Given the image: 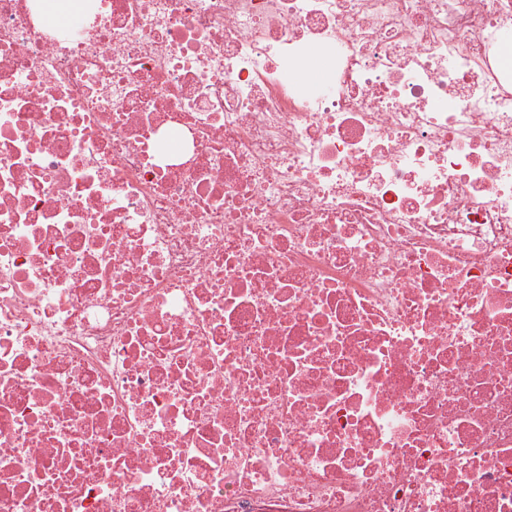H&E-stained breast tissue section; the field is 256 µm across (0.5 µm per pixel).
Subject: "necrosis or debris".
<instances>
[{
  "label": "necrosis or debris",
  "mask_w": 512,
  "mask_h": 512,
  "mask_svg": "<svg viewBox=\"0 0 512 512\" xmlns=\"http://www.w3.org/2000/svg\"><path fill=\"white\" fill-rule=\"evenodd\" d=\"M0 512H512V0H0ZM67 0H40L42 18L49 24L59 25L69 19L70 13L65 3Z\"/></svg>",
  "instance_id": "1"
}]
</instances>
